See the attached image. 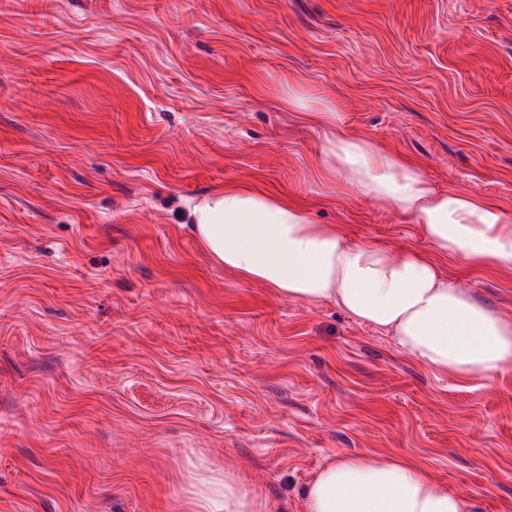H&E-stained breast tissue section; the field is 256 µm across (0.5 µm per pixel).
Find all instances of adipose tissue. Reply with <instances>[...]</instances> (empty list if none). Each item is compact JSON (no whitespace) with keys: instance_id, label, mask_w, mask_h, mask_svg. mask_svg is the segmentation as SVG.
<instances>
[{"instance_id":"obj_1","label":"adipose tissue","mask_w":512,"mask_h":512,"mask_svg":"<svg viewBox=\"0 0 512 512\" xmlns=\"http://www.w3.org/2000/svg\"><path fill=\"white\" fill-rule=\"evenodd\" d=\"M288 102L331 133L313 160L325 180L395 207L430 252L351 244L339 224L314 223L299 200L228 184L195 203L191 230L224 271L291 302H331L436 372L491 381L512 372V319L476 300L441 265L512 272V211L458 188L436 190L418 163L339 132L340 103L292 88ZM198 512H272L251 484L225 473L200 483ZM468 502L403 455L343 453L306 487L301 512H469Z\"/></svg>"}]
</instances>
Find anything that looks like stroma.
I'll list each match as a JSON object with an SVG mask.
<instances>
[{"label":"stroma","mask_w":512,"mask_h":512,"mask_svg":"<svg viewBox=\"0 0 512 512\" xmlns=\"http://www.w3.org/2000/svg\"><path fill=\"white\" fill-rule=\"evenodd\" d=\"M512 210V0H0V512H193L232 469L279 512L339 453L512 512V373L460 382L191 234L230 183L352 243L430 245L310 167L328 132ZM448 274L512 318V274Z\"/></svg>","instance_id":"obj_1"}]
</instances>
